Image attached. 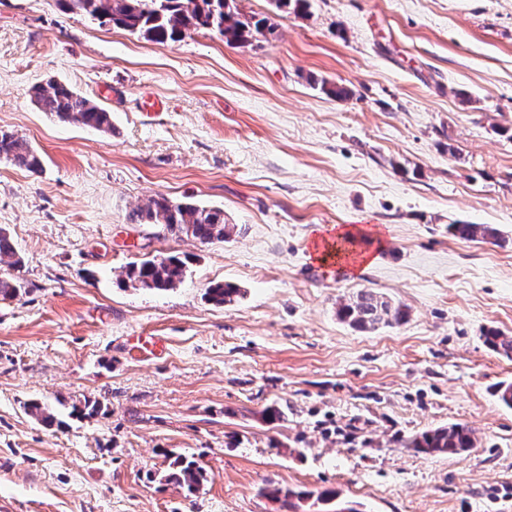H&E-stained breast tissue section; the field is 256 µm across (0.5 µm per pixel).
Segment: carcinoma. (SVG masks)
<instances>
[{
	"mask_svg": "<svg viewBox=\"0 0 512 512\" xmlns=\"http://www.w3.org/2000/svg\"><path fill=\"white\" fill-rule=\"evenodd\" d=\"M67 13L88 16L116 28L139 34L157 44L180 41L187 33L197 30L216 32L229 45H242L255 35L273 30L267 21L241 19L234 0H56ZM31 100L42 112L61 121H71L101 132H112L111 113L69 85L49 79L31 88ZM0 160H5L31 173L43 168L41 155L23 137L0 130ZM132 224H161L173 234L191 237L201 244L223 241L231 237L235 225L224 223V212L189 203L172 201L156 194L128 213ZM448 232L457 238L471 241L498 242L499 230L490 224L448 225ZM18 268L22 260L16 253L8 234L0 229V263ZM186 261L176 254L154 256L132 262L126 277L135 285L148 290L166 291L180 284L186 276ZM27 292L19 277L0 275V299L14 300ZM241 296V290L229 283H216L206 291L207 300L222 306ZM337 317L360 332L376 331L382 327L400 326L409 318L408 308L371 288L359 290L336 309ZM487 346L494 352L512 358V336L497 328L483 332ZM29 413L47 427L60 424L46 403L33 401ZM474 429L466 424L453 423L427 430L406 442V447L426 454L461 455L476 447ZM164 480L189 493L200 490L207 476L194 460L177 455L169 463ZM262 494L281 503L285 512H298L300 503L313 496L311 492L269 484Z\"/></svg>",
	"mask_w": 512,
	"mask_h": 512,
	"instance_id": "obj_1",
	"label": "carcinoma"
}]
</instances>
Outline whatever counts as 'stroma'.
<instances>
[{
    "label": "stroma",
    "instance_id": "obj_1",
    "mask_svg": "<svg viewBox=\"0 0 512 512\" xmlns=\"http://www.w3.org/2000/svg\"><path fill=\"white\" fill-rule=\"evenodd\" d=\"M235 4L273 35L162 45L0 0V129L44 159L38 174L0 160L28 288L0 301V512H279L270 482L335 491L300 512H512V408L493 394L512 358L482 339L512 335V0ZM50 78L111 112V133L39 111L30 89ZM158 193L223 210L234 233L202 246L129 223ZM455 221L503 241L453 237ZM339 227L369 256L345 277L312 253ZM166 253L188 259L175 288L124 283ZM225 281L242 297L207 302ZM363 288L408 321L340 322ZM87 398L99 413L63 428L27 410ZM448 423L476 448L404 447ZM169 451L206 470L199 492L163 480Z\"/></svg>",
    "mask_w": 512,
    "mask_h": 512
}]
</instances>
